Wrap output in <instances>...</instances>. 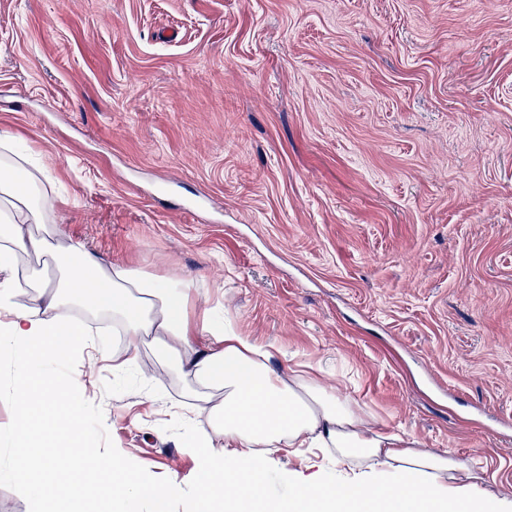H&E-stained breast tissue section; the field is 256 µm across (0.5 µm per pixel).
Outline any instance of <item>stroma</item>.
I'll return each instance as SVG.
<instances>
[{"label":"stroma","mask_w":512,"mask_h":512,"mask_svg":"<svg viewBox=\"0 0 512 512\" xmlns=\"http://www.w3.org/2000/svg\"><path fill=\"white\" fill-rule=\"evenodd\" d=\"M1 135L73 240L192 277L274 367L512 493V0H0ZM94 355L55 371L87 442L192 512L182 382ZM11 368L0 347V512H65L9 474ZM322 467L278 452L267 493Z\"/></svg>","instance_id":"stroma-1"}]
</instances>
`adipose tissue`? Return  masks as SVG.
Segmentation results:
<instances>
[{"label":"adipose tissue","instance_id":"ef3b65f1","mask_svg":"<svg viewBox=\"0 0 512 512\" xmlns=\"http://www.w3.org/2000/svg\"><path fill=\"white\" fill-rule=\"evenodd\" d=\"M53 208L42 180L1 137L0 345L14 350L17 404L10 473L40 500L62 499L77 510L92 475L100 512H136L141 503L168 512L169 488L140 480L88 446L80 403L49 372L85 346L86 325L65 317L74 302L87 300L111 313L113 330L125 338L124 364L153 343L207 404L210 432L194 446L202 459L198 512H212L220 501L229 512L262 503L267 512H512L510 494L478 496L479 469L421 448L413 437L373 428L355 402L309 373L274 368L267 350L201 305L191 278L107 260L67 241L58 224L34 235L31 225L44 223ZM31 255L51 257L62 282L19 280L18 263ZM21 287L22 305L14 300ZM285 448H321L337 465L381 475L348 487L318 472L302 475L289 496L270 503L269 463Z\"/></svg>","mask_w":512,"mask_h":512}]
</instances>
